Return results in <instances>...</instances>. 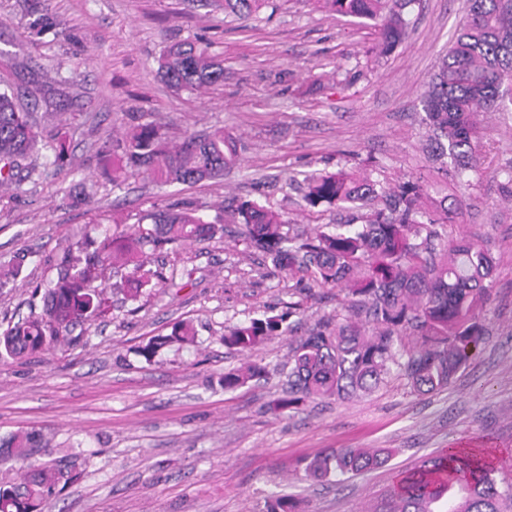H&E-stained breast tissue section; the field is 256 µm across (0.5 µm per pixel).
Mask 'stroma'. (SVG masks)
<instances>
[{"label":"stroma","mask_w":512,"mask_h":512,"mask_svg":"<svg viewBox=\"0 0 512 512\" xmlns=\"http://www.w3.org/2000/svg\"><path fill=\"white\" fill-rule=\"evenodd\" d=\"M466 0H416L408 34L390 53L379 30L313 7L273 0L258 18L224 20V0H0V88L43 136L65 122L68 154L22 163L21 188L0 196V267L21 262L0 289V327L40 306L32 292L55 278L62 253L103 238L112 222L150 226L158 210L191 206L207 220L243 200L280 211L290 228L345 223L310 208L311 173L369 171L387 185L420 177L445 186L425 151L420 98L455 38ZM209 44L222 84L172 89L158 60L173 41ZM323 87L310 91L313 80ZM158 123L171 137L221 127L247 146L224 176L165 185L148 176L112 186V143ZM482 150L469 187L448 199L457 223L442 235L490 237L494 272L476 357L447 389L420 395L400 372L368 397L309 401L277 414L286 375L225 390L243 358L221 343L227 327L290 314L300 334L346 316L336 289L310 288L247 248L238 227L223 238L154 252L166 281L138 301L114 295L83 343L37 358L0 361V434L39 431L28 459L82 470L51 512H266L280 494L303 512H361L401 471L443 448H476L512 477V91L480 117ZM193 321L198 345L138 349ZM330 448H388L382 466L323 481L299 462Z\"/></svg>","instance_id":"1"}]
</instances>
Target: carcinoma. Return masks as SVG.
Instances as JSON below:
<instances>
[{
  "instance_id": "1",
  "label": "carcinoma",
  "mask_w": 512,
  "mask_h": 512,
  "mask_svg": "<svg viewBox=\"0 0 512 512\" xmlns=\"http://www.w3.org/2000/svg\"><path fill=\"white\" fill-rule=\"evenodd\" d=\"M317 8L339 16L373 22L380 30V52H391L406 35V9L416 0H312ZM269 0H224V17L233 21L259 15ZM159 70L176 90L200 91L224 82V64L205 43L168 45ZM512 81V0H467L465 20L448 52L440 59L422 95L429 124V147L438 159H449L452 186L458 187L475 168L479 136L477 116L495 111L505 83ZM120 164L112 166V185L142 172L161 183L191 184L221 177L245 151L241 138L222 128L185 134L171 142L158 126L127 133L118 143ZM64 153L62 136L43 142L29 113L0 92V189L15 184L17 161L42 150ZM303 201L309 207L366 204L384 200L363 224L317 226L305 235L283 232V215L256 201H243L232 211L247 247L263 254L274 268L306 270L321 288H339L351 307L364 311L373 328L349 320L327 322L302 336L288 352V392L275 404L296 409L306 401L368 395L392 368H398L419 393L447 387L471 359L484 336L481 312L492 274L489 239L465 236L443 242L437 226L456 223L448 197L424 192L422 181L409 179L387 188L370 173L340 170L304 178ZM152 226L124 225L91 239L78 252L64 253L57 277L42 293V310L31 312L0 330V357L20 359L45 354L83 339L91 322L111 310L106 281L126 267L127 299L136 300L163 274L146 268L144 248L196 242L224 235V225L207 221L196 210L160 211ZM282 315L252 319L228 327L224 346L251 356L264 341L292 334ZM79 335H74L75 331ZM196 329L182 322L165 337L149 341L139 355L151 361L171 344L196 345ZM408 344H403V339ZM269 373L248 362L224 373V390H235ZM46 446L34 431L0 438V448L26 457V449ZM385 448H333L310 460V478L358 473L382 464ZM81 472L49 463H28L21 474L0 482V512H44L56 493L78 481ZM364 512H512V482L495 476L486 457L476 451L443 450L422 460L414 470L398 474Z\"/></svg>"
}]
</instances>
